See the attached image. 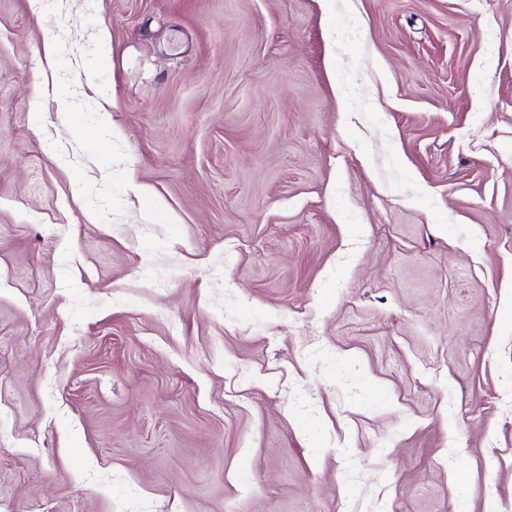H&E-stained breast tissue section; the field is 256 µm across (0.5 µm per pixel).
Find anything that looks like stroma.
<instances>
[{"label": "stroma", "mask_w": 512, "mask_h": 512, "mask_svg": "<svg viewBox=\"0 0 512 512\" xmlns=\"http://www.w3.org/2000/svg\"><path fill=\"white\" fill-rule=\"evenodd\" d=\"M0 512H512V0H0Z\"/></svg>", "instance_id": "35a3bbf8"}]
</instances>
